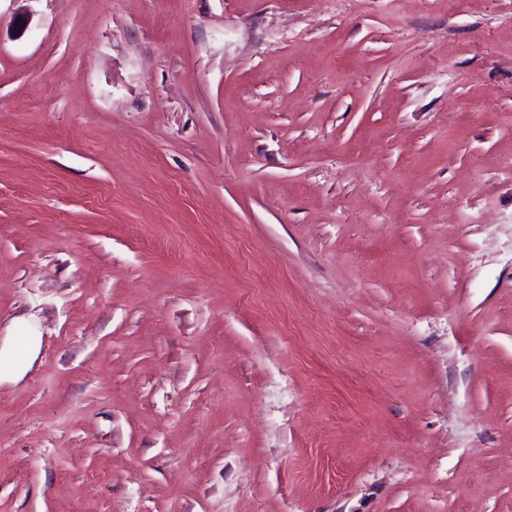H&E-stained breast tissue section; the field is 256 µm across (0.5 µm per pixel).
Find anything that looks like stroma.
I'll list each match as a JSON object with an SVG mask.
<instances>
[{
    "instance_id": "1",
    "label": "stroma",
    "mask_w": 512,
    "mask_h": 512,
    "mask_svg": "<svg viewBox=\"0 0 512 512\" xmlns=\"http://www.w3.org/2000/svg\"><path fill=\"white\" fill-rule=\"evenodd\" d=\"M512 0H0V512H512Z\"/></svg>"
}]
</instances>
